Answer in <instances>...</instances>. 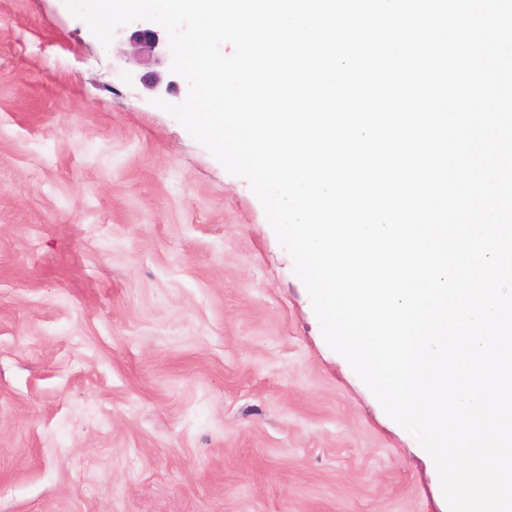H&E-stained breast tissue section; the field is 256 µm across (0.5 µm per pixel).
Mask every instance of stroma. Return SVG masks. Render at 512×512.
Returning a JSON list of instances; mask_svg holds the SVG:
<instances>
[{"label":"stroma","instance_id":"1","mask_svg":"<svg viewBox=\"0 0 512 512\" xmlns=\"http://www.w3.org/2000/svg\"><path fill=\"white\" fill-rule=\"evenodd\" d=\"M139 27L0 0V512H445ZM128 51H122L119 59L125 57L126 63L145 62L147 60L160 61L172 55L169 41L160 38L159 34L150 28H140L134 31L127 39Z\"/></svg>","mask_w":512,"mask_h":512}]
</instances>
